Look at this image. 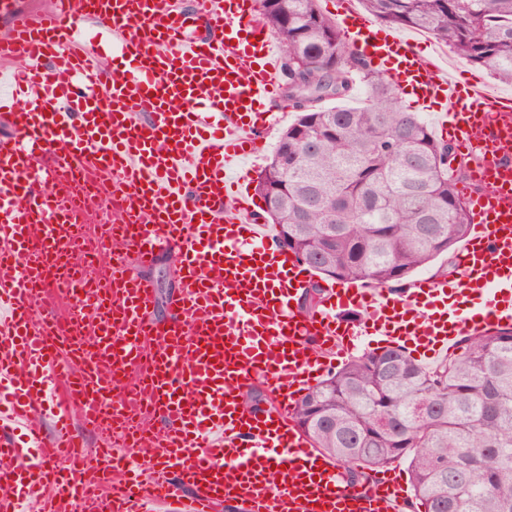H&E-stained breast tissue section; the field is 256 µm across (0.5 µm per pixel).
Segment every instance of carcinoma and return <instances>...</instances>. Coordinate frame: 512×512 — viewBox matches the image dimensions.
<instances>
[{
  "label": "carcinoma",
  "mask_w": 512,
  "mask_h": 512,
  "mask_svg": "<svg viewBox=\"0 0 512 512\" xmlns=\"http://www.w3.org/2000/svg\"><path fill=\"white\" fill-rule=\"evenodd\" d=\"M512 83V0H361ZM298 114L256 190L277 240L323 281L402 284L465 239L467 165L355 51L317 0H259ZM364 88L360 106H324ZM290 418L350 483L405 461L424 512H512V327L465 336L426 368L401 348L349 360L307 389Z\"/></svg>",
  "instance_id": "obj_1"
}]
</instances>
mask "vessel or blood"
Returning <instances> with one entry per match:
<instances>
[{"instance_id": "obj_1", "label": "vessel or blood", "mask_w": 512, "mask_h": 512, "mask_svg": "<svg viewBox=\"0 0 512 512\" xmlns=\"http://www.w3.org/2000/svg\"><path fill=\"white\" fill-rule=\"evenodd\" d=\"M0 78L22 108L0 138V512H398L395 471L350 485L291 421L300 394L363 339L416 359L512 327V97L462 82L344 9L354 50L433 112L475 181L458 279L327 286L254 215L242 163L283 115L281 52L257 0H0ZM95 26L98 34L79 33ZM118 61L105 65L101 36ZM96 190H76V176ZM120 217L86 232L77 209ZM175 251L167 321L129 272ZM262 386L267 408L244 398ZM51 417V428L42 420ZM103 446L90 451L84 432ZM148 449L154 474L127 447ZM192 486L182 498L168 472Z\"/></svg>"}]
</instances>
